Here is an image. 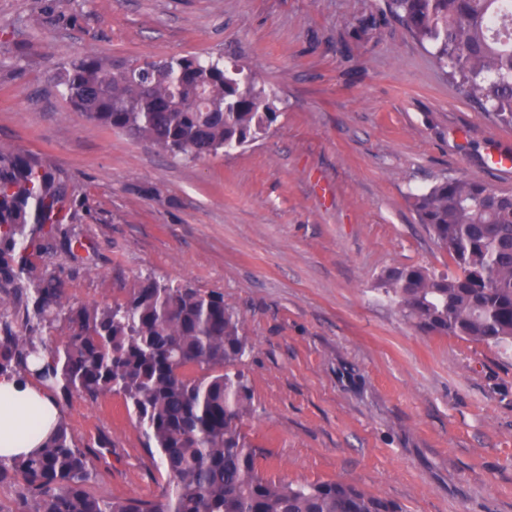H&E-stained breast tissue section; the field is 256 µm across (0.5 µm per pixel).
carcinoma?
<instances>
[{
	"mask_svg": "<svg viewBox=\"0 0 512 512\" xmlns=\"http://www.w3.org/2000/svg\"><path fill=\"white\" fill-rule=\"evenodd\" d=\"M391 8L468 99L512 124V0H391ZM57 80L71 111L196 160L255 140L278 114L265 88L220 56L145 58L129 69L86 53L61 64ZM413 199L456 271L392 268L385 292L424 332L512 345V192L441 178ZM71 201L69 180L39 156L0 147V279L23 302L0 311V375L34 376L64 399L122 395L172 491L152 500L94 494L92 451L63 423L38 453L0 459V483L19 482L20 512H402L347 480L294 485L261 473V453L241 430L253 401L239 369L248 343L223 295L146 276L123 303L74 307L53 280L37 278L38 239L58 240L72 257L86 248L66 229ZM61 320L70 334L53 346L14 330Z\"/></svg>",
	"mask_w": 512,
	"mask_h": 512,
	"instance_id": "1",
	"label": "carcinoma"
}]
</instances>
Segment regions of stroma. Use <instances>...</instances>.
Masks as SVG:
<instances>
[{"label":"stroma","mask_w":512,"mask_h":512,"mask_svg":"<svg viewBox=\"0 0 512 512\" xmlns=\"http://www.w3.org/2000/svg\"><path fill=\"white\" fill-rule=\"evenodd\" d=\"M83 53L223 55L277 100L269 131L189 160L70 111L55 73ZM512 125L465 98L389 0H0V146L69 178L84 261L34 254L70 303L139 280L222 294L243 318L242 423L265 476L343 478L404 512H512V347L419 331L381 279L449 270L413 194L477 177ZM90 488L159 498L169 476L122 396L61 402Z\"/></svg>","instance_id":"1"}]
</instances>
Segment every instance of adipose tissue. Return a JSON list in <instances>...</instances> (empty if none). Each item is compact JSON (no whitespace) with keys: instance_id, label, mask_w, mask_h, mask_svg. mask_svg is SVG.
I'll return each instance as SVG.
<instances>
[{"instance_id":"ef3b65f1","label":"adipose tissue","mask_w":512,"mask_h":512,"mask_svg":"<svg viewBox=\"0 0 512 512\" xmlns=\"http://www.w3.org/2000/svg\"><path fill=\"white\" fill-rule=\"evenodd\" d=\"M63 419L49 392L28 378L0 376V457L28 455Z\"/></svg>"}]
</instances>
